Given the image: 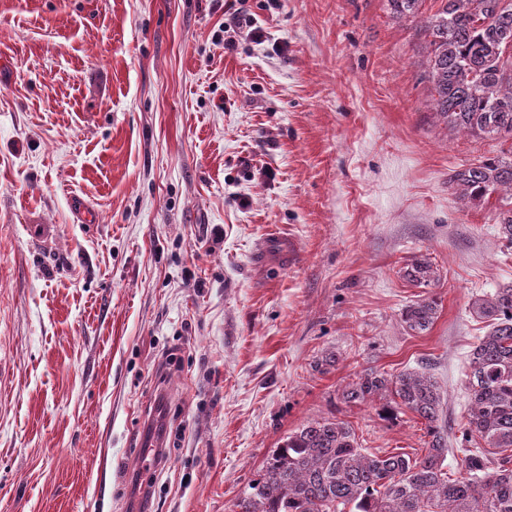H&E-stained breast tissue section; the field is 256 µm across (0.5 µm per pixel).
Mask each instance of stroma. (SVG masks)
<instances>
[{
	"mask_svg": "<svg viewBox=\"0 0 512 512\" xmlns=\"http://www.w3.org/2000/svg\"><path fill=\"white\" fill-rule=\"evenodd\" d=\"M224 3L0 0V512H137L135 473L150 512H232L367 369L427 366L449 437L467 421L471 306L512 246L449 184L502 147L431 111L432 5L249 0L257 44ZM420 253L438 284L403 278ZM158 402L168 457L142 468ZM341 416L367 451H423L411 412ZM438 302L436 298L426 297L420 299L405 309L402 319L406 329L422 334L430 329L437 318Z\"/></svg>",
	"mask_w": 512,
	"mask_h": 512,
	"instance_id": "obj_1",
	"label": "stroma"
}]
</instances>
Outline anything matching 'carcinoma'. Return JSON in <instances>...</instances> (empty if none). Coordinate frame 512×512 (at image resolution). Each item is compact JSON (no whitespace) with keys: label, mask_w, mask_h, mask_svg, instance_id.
<instances>
[{"label":"carcinoma","mask_w":512,"mask_h":512,"mask_svg":"<svg viewBox=\"0 0 512 512\" xmlns=\"http://www.w3.org/2000/svg\"><path fill=\"white\" fill-rule=\"evenodd\" d=\"M423 0H388L391 13L413 17ZM437 9L424 24L426 78L438 120L480 140L512 141V0H434ZM459 201L479 207L498 195L499 234L512 244V148L453 172ZM416 286L440 281L438 265L413 255L402 268ZM438 311L434 297L405 309L406 329L422 334ZM472 311L490 322L489 332L470 354L467 374L470 408L462 431V472L448 473L454 453L448 426L440 423L441 387L425 372L392 375L365 371L346 383L348 406L379 400L388 418L406 409L425 421L426 452L378 456L359 446L353 424L334 415L308 420L271 451L259 478L234 503L233 512H512V457L496 461L485 444L512 448V284L472 302Z\"/></svg>","instance_id":"obj_1"}]
</instances>
